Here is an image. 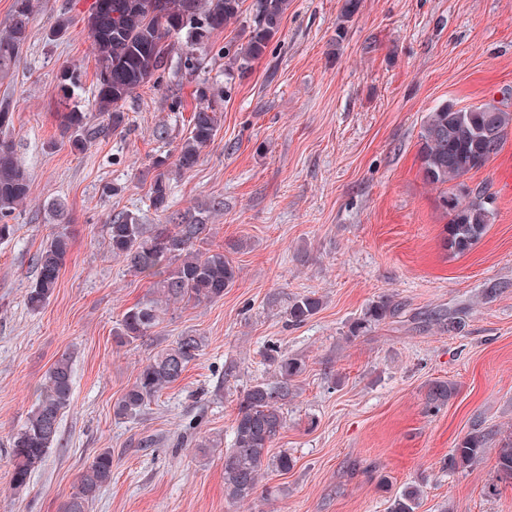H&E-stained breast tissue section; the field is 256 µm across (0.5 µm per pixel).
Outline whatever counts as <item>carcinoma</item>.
Masks as SVG:
<instances>
[{"mask_svg":"<svg viewBox=\"0 0 512 512\" xmlns=\"http://www.w3.org/2000/svg\"><path fill=\"white\" fill-rule=\"evenodd\" d=\"M94 0L87 16V28L97 61L94 107L102 121L94 123L91 114L71 106V91L78 74L68 69L61 74L63 116L60 136L83 151L94 141L126 130L125 102L137 90L151 82L163 83L165 76L190 79L201 70L202 57L192 55L207 46L210 38L228 25L245 17L247 40L227 49H217L232 72L245 75L261 59L279 33L288 11L289 0H121L118 16H110ZM361 7V0H343L336 22V37L342 38L345 24ZM33 12L32 0H14L11 21L0 32V74L14 68L29 35ZM177 66H172V60ZM196 96L207 105L196 108L190 118L188 134L177 147L174 162L169 155L155 157L149 199L155 211L166 214V223L151 226L139 218L119 212L106 225L108 247L121 259L128 272L147 278L153 297L130 306L113 328V340L119 346L149 338L159 321L163 306L201 304L224 296L233 285L237 268L220 250L201 248L211 227L207 215L200 212H169L174 177L193 168L201 151L215 137L222 113L215 105L211 88L200 82ZM13 125V112L0 102V241L10 238L15 225L10 223L18 207L30 195L29 177L18 164L14 143L7 131ZM512 127V113L493 105L475 109H457L442 104L427 113L420 131L421 169L430 184L444 185L472 171L483 168L493 153L485 137L493 130L505 138ZM490 197L479 187L467 189L464 196L443 193L440 205L448 216L443 228L444 244L463 254L482 237L487 226ZM72 249L66 230H57L47 238L35 255V278L26 302L30 309L42 308L57 288L62 268ZM320 298L304 295L286 310L288 323L297 326L316 315ZM394 311L390 299L371 305L362 323L379 322ZM205 337L184 334L174 344L161 349L144 364L135 381L114 404V414L126 418L138 415L159 392L179 381L188 365L202 351ZM276 379L257 382L243 390L232 427V444L224 452V495L233 502L244 501L257 492L261 477L273 468L283 474L294 467L287 452L270 455L275 440L286 426L284 406L293 394V380L304 370V363L286 354L270 357ZM72 364L67 355L59 358L36 390V398L23 426L8 440L12 457L11 487L25 489L32 472L41 465L58 441L61 420L71 404ZM455 387L446 381H434L426 391V406L439 410L454 396ZM486 435L472 430L455 448L452 465L470 466L485 452ZM498 471L512 478V435L501 441L497 451ZM112 481V451H100L80 473L75 491L61 507V512H88L89 504ZM421 490L405 487L391 500L389 512H416Z\"/></svg>","mask_w":512,"mask_h":512,"instance_id":"carcinoma-1","label":"carcinoma"}]
</instances>
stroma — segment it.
<instances>
[{
	"mask_svg": "<svg viewBox=\"0 0 512 512\" xmlns=\"http://www.w3.org/2000/svg\"><path fill=\"white\" fill-rule=\"evenodd\" d=\"M93 0H34L15 68L0 75L10 136L30 179L16 232L0 241V512H61L82 469L112 451V480L88 512H387L420 486L417 512H512L496 448L512 433V132L482 169L446 188L426 184L420 131L428 112L494 105L512 112V0H362L337 39L342 0H292L276 38L245 77L207 56L201 73L224 114L196 166L172 183V210L213 199L209 248H231L238 269L222 298L162 311L148 341L117 346L112 329L151 293L107 247L105 226L149 205L156 155L188 132L172 96L195 107L191 83L147 86L125 104L130 132L74 150L59 137V76L77 67L73 104L92 111L96 60L84 18ZM67 32L50 35L60 18ZM167 125L166 142L153 131ZM121 192H113V185ZM486 187L491 214L466 253L442 241L443 192ZM64 202L71 255L50 301L31 310L32 259ZM304 295L321 310L299 326L285 311ZM390 299L391 316L355 330ZM455 321L462 328L448 332ZM205 344L182 379L139 415L113 405L141 366L178 336ZM304 371L271 452L295 461L264 475L252 499L224 496V451L237 398L269 381L270 350ZM73 394L59 440L27 488L13 491L3 443L23 425L35 391L62 354ZM456 387L429 410V383ZM487 437L470 467L450 462L472 429ZM215 441L200 452L201 440Z\"/></svg>",
	"mask_w": 512,
	"mask_h": 512,
	"instance_id": "1",
	"label": "stroma"
}]
</instances>
